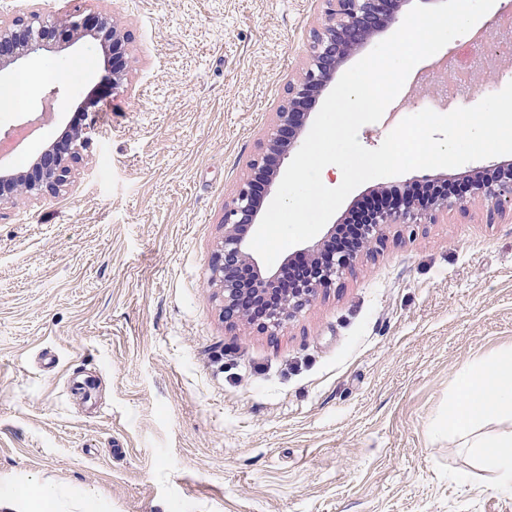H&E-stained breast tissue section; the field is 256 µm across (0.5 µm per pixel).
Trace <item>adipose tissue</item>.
I'll list each match as a JSON object with an SVG mask.
<instances>
[{
	"instance_id": "obj_1",
	"label": "adipose tissue",
	"mask_w": 512,
	"mask_h": 512,
	"mask_svg": "<svg viewBox=\"0 0 512 512\" xmlns=\"http://www.w3.org/2000/svg\"><path fill=\"white\" fill-rule=\"evenodd\" d=\"M512 416V355L484 358L458 375L453 403L448 408L449 432H468L494 415ZM484 468L496 482L512 487V430L475 443ZM53 487L0 481V503L22 506L24 512H55Z\"/></svg>"
}]
</instances>
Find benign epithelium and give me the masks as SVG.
<instances>
[{"label": "benign epithelium", "mask_w": 512, "mask_h": 512, "mask_svg": "<svg viewBox=\"0 0 512 512\" xmlns=\"http://www.w3.org/2000/svg\"><path fill=\"white\" fill-rule=\"evenodd\" d=\"M324 22L313 30L309 61L302 75L288 83V98L267 134L262 151L251 160L250 175L231 200L224 203V239L215 254L210 283L224 294V322H246L275 334L322 288L333 286L343 272L353 269L363 253L384 236V229L400 220H416L448 205V194L424 208L416 198L404 195L395 201L372 200L362 207L365 233L351 251H331L278 269L264 276L250 253V234L259 223L263 199L271 193L276 175L287 153L301 146V134L318 97L327 89L342 63L377 33L398 23L409 0H323ZM58 30L53 22L33 10L25 18L0 20V75L23 64H33L51 49ZM70 36L78 41L90 36L112 48V70L108 78L113 92L128 83L126 45L130 33L119 21L107 16L78 19ZM109 94L86 103L94 111L80 113L83 122L70 125L58 139L48 143L24 169H0V209L19 196L37 201L58 195L69 184L75 167L91 143L96 114ZM497 176L486 181L475 176L470 189L492 203L493 211L512 210V163L497 167Z\"/></svg>", "instance_id": "benign-epithelium-1"}]
</instances>
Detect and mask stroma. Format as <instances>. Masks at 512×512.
<instances>
[{
  "label": "stroma",
  "instance_id": "stroma-1",
  "mask_svg": "<svg viewBox=\"0 0 512 512\" xmlns=\"http://www.w3.org/2000/svg\"><path fill=\"white\" fill-rule=\"evenodd\" d=\"M323 0H0L68 33L128 28L127 90L65 191L0 210V478L57 512H512L462 436L437 428L460 371L512 350V216L462 191L320 290L276 336L224 323L209 287L224 204L305 67ZM61 43L0 132L49 111L25 167L110 72ZM411 173L354 189L333 233ZM90 379V394L71 378Z\"/></svg>",
  "mask_w": 512,
  "mask_h": 512
}]
</instances>
